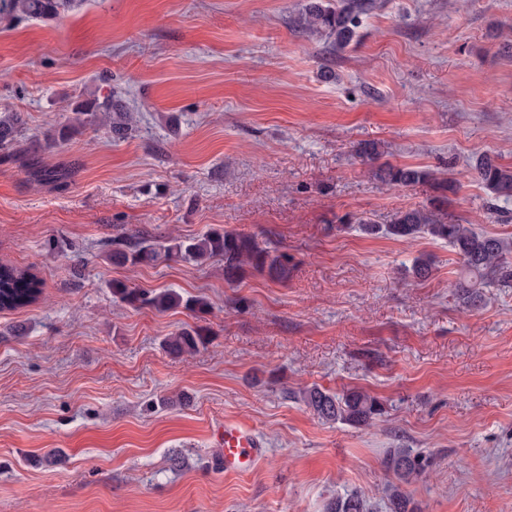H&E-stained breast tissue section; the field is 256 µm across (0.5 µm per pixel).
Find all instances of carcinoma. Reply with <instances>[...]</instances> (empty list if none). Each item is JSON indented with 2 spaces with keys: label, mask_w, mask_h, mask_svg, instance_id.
I'll return each instance as SVG.
<instances>
[{
  "label": "carcinoma",
  "mask_w": 512,
  "mask_h": 512,
  "mask_svg": "<svg viewBox=\"0 0 512 512\" xmlns=\"http://www.w3.org/2000/svg\"><path fill=\"white\" fill-rule=\"evenodd\" d=\"M79 0H0V16L21 15L31 18L52 17L60 10L70 9ZM374 0H309L304 13L296 21L297 27L311 35L331 38L333 47L342 49L357 37L359 19L372 12ZM109 124L116 135L124 138L132 125L123 116L112 122V96L87 101L73 109V116L53 135L58 143L68 135L88 125ZM22 137V121L16 115L0 118V149H8ZM357 154L370 165L373 176L389 187H407L426 181L436 184L438 195L429 204L400 212L394 221L384 226L362 218L346 215L343 222H355L368 234L408 240L428 235L448 243L459 258V271L451 285L454 295L466 310L475 309L484 300V289L512 284V247L504 239L479 231L473 224L448 223L441 218V206L448 203V192L457 189L454 181L439 179L428 169L379 162L383 151L375 142L361 144ZM474 177L491 196L500 200L512 199V167L498 163L489 154L478 157L473 166ZM33 176L39 181L63 184L70 177L64 167H35ZM224 260V280L234 286L246 273L265 275L273 281L285 283L292 272L289 257L271 241L257 233L229 230H210L194 237H174L154 241L145 237H131L112 242L107 259L116 266L157 265L172 260L203 264L212 258ZM406 273L424 281L433 273V263L427 258L416 259ZM112 295L135 310L143 308L167 312L184 308L195 314L207 311L209 304L202 296H185L164 288L145 291L132 288L121 280L111 284ZM42 293L40 280L25 269L0 264V311H15L36 302ZM206 344L201 327H185L164 341L166 350L175 355L194 353ZM307 408L326 421L354 426H371L383 409L378 399L366 392L348 390L332 393L316 385L298 392ZM387 467L396 482L387 489L389 512H415L404 486L419 480L427 463L409 448H398L389 455ZM328 512H370L365 496L352 491L329 504Z\"/></svg>",
  "instance_id": "carcinoma-1"
}]
</instances>
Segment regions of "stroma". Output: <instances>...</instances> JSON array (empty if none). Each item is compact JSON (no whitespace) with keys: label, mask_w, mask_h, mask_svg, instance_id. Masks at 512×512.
Here are the masks:
<instances>
[{"label":"stroma","mask_w":512,"mask_h":512,"mask_svg":"<svg viewBox=\"0 0 512 512\" xmlns=\"http://www.w3.org/2000/svg\"><path fill=\"white\" fill-rule=\"evenodd\" d=\"M308 0H83L50 19H0V263L42 281L0 312V512H326L357 490L387 512L391 450L429 462L419 512H512V288L461 308L458 257L423 235H369L428 204L355 154L453 179L443 216L512 244V201L472 166H512V0H376L333 51L294 22ZM111 96L133 133L83 129L44 146L76 102ZM64 167L66 189L31 165ZM239 230L288 253L286 283L224 263L115 266L113 239ZM431 278L402 274L419 256ZM205 297L209 311L135 310L110 284ZM208 341L169 354L167 336ZM360 388L374 425L322 420L293 392ZM266 447L249 472L211 460L224 422ZM23 123L18 115H8L0 118V149H9L21 137ZM206 335L201 327H185L173 336H168L164 347L170 354L194 353L206 344Z\"/></svg>","instance_id":"stroma-1"}]
</instances>
